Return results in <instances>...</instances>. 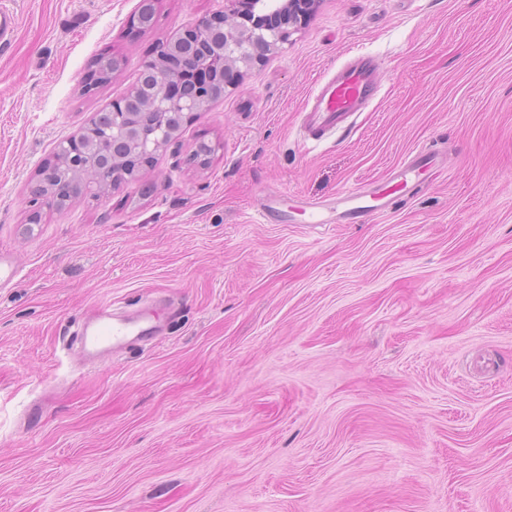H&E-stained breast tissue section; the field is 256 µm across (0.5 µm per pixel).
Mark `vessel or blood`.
I'll return each mask as SVG.
<instances>
[{
	"mask_svg": "<svg viewBox=\"0 0 512 512\" xmlns=\"http://www.w3.org/2000/svg\"><path fill=\"white\" fill-rule=\"evenodd\" d=\"M381 72L370 56L357 52L327 78L318 82L307 99L304 110L307 126L316 136L339 128H349V119L365 111L376 99L381 85ZM439 162L438 154L421 150L404 162L393 166L385 178L371 179L358 186L342 189L335 206L309 202L298 208L283 206L279 195H266L260 221L264 224H286L294 216H304L310 224H356L375 211L377 201L403 193L410 185L420 183L423 175ZM157 323L151 313L134 317L119 316L110 307H102L91 321L79 325L76 334L86 358H100L125 349L130 340L152 339Z\"/></svg>",
	"mask_w": 512,
	"mask_h": 512,
	"instance_id": "obj_1",
	"label": "vessel or blood"
}]
</instances>
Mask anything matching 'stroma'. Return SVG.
Here are the masks:
<instances>
[{
	"label": "stroma",
	"mask_w": 512,
	"mask_h": 512,
	"mask_svg": "<svg viewBox=\"0 0 512 512\" xmlns=\"http://www.w3.org/2000/svg\"><path fill=\"white\" fill-rule=\"evenodd\" d=\"M137 4L12 0L0 43V512H512V0H319L136 181L29 223L59 142L224 8ZM353 48L379 95L314 138ZM421 149L446 166L369 223L258 221ZM161 297V336L78 359L83 319Z\"/></svg>",
	"instance_id": "stroma-1"
}]
</instances>
